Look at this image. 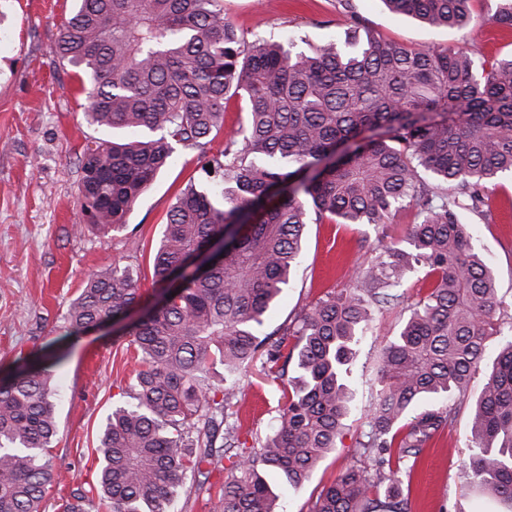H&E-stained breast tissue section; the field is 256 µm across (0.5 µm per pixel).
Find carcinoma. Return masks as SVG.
<instances>
[{
    "label": "carcinoma",
    "instance_id": "obj_1",
    "mask_svg": "<svg viewBox=\"0 0 512 512\" xmlns=\"http://www.w3.org/2000/svg\"><path fill=\"white\" fill-rule=\"evenodd\" d=\"M382 2L427 27L465 29L473 0ZM486 21L512 26V0H493ZM52 53L86 76L87 120L126 134L83 148L85 225L124 228L177 145L199 150L219 177L178 195L152 266L154 282L178 285L129 331L141 354L133 403L112 409L96 448L99 497L112 512H167L187 473L225 459L222 512H279L280 490L336 448L351 411L348 365L373 307L404 303L400 287L421 269L426 295L383 348L358 440L374 473L345 467L309 512H406L403 477L448 426L446 401L465 394L494 335L505 339L472 412L467 476L494 512H512V324L497 325L494 269L461 220L512 175V55L477 62L462 49L371 35L295 51L248 40L221 0H75ZM234 96L246 122L209 157ZM405 203L420 207L417 223L378 241L351 287L262 334L299 266L306 225L383 224ZM219 237L210 267L187 272ZM140 299L128 269L100 270L67 321L85 332ZM258 353L266 376L279 380L290 364L293 376L270 433L246 448L231 408ZM60 360L45 353L0 381V512H38L51 481ZM216 363L224 378L212 384Z\"/></svg>",
    "mask_w": 512,
    "mask_h": 512
}]
</instances>
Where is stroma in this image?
I'll return each mask as SVG.
<instances>
[{"instance_id": "obj_1", "label": "stroma", "mask_w": 512, "mask_h": 512, "mask_svg": "<svg viewBox=\"0 0 512 512\" xmlns=\"http://www.w3.org/2000/svg\"><path fill=\"white\" fill-rule=\"evenodd\" d=\"M487 2L474 0L473 17L481 25L464 30L428 28L390 12L382 0H224V13L247 37L273 38L301 49L344 40L354 29L411 47H459L483 61L512 54V26L484 22ZM72 7L73 0H0V380L40 351L63 354L55 371L59 429L49 448L54 478L40 512H63L78 490L91 501L88 512H109L96 492L95 448L107 414L129 401L137 352L117 324L69 335L68 307L91 273L113 266L129 268L144 300L154 301L160 288L152 279L153 254L167 213L187 183L205 184L209 178L198 151L179 148L175 162L130 211L125 228L108 234L82 228L78 158L87 140L101 131L85 120L75 68L51 52ZM354 14L360 19L356 27L350 20ZM417 219V208L406 206L392 210L379 226L330 220L307 225L302 261L264 333L276 331L326 292L349 287L378 237L400 238ZM462 219L471 226L474 250L495 268L498 296L512 319V178H501L480 213L466 211ZM426 286L423 272H416L403 287V305L374 310L350 378L355 411L335 450L307 481L285 491L286 512H309L346 466L371 467L356 445L377 390L381 348ZM483 382V373H476L466 396L450 400L452 423L424 448L410 477L411 512H477L480 497L468 484L466 467L471 409ZM283 391L281 382L264 375L260 361L243 370L234 409L247 447H259L269 433ZM223 481L217 464L206 475L186 479L170 512H220L217 491Z\"/></svg>"}]
</instances>
